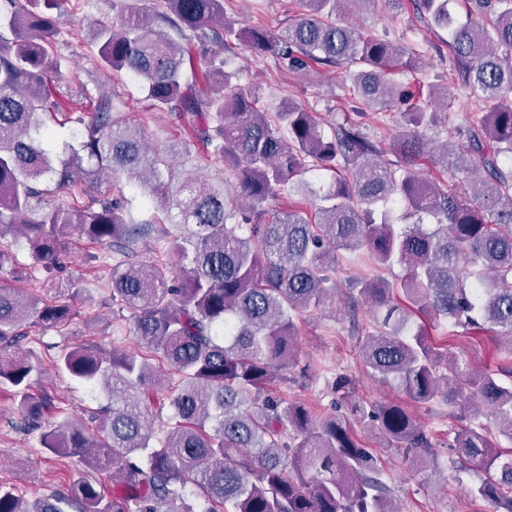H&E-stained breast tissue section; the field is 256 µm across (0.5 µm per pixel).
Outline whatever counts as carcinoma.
I'll list each match as a JSON object with an SVG mask.
<instances>
[{
    "instance_id": "obj_1",
    "label": "carcinoma",
    "mask_w": 512,
    "mask_h": 512,
    "mask_svg": "<svg viewBox=\"0 0 512 512\" xmlns=\"http://www.w3.org/2000/svg\"><path fill=\"white\" fill-rule=\"evenodd\" d=\"M347 1L362 8L376 2L301 0L302 12L277 32L237 29L224 15V0H160L163 10L150 18L142 0L112 3L120 8L119 24L92 32L102 68L144 81L152 108L187 122L191 145L232 175L214 182L161 172L141 129L116 120L107 96L81 94L79 148H69L65 159L47 149L43 116L64 111L52 77L60 32L50 16L64 0H9L14 40L0 35V239L21 228L31 258L48 273L59 267L70 229L122 256L111 265L110 300L129 311L144 351L77 346L55 364L102 390L107 401L96 408L98 434L62 417L42 434V448L106 473L112 494L84 478L30 504L0 484V512H399L345 418H320L300 401L264 394L295 362L296 319L324 304L340 251L363 252L377 271L396 263L408 270L396 282L378 275L349 281L374 320L361 346L366 371L396 382L418 404L431 402L444 380L448 403L487 409L512 444V382L448 358L424 325H412L414 313L466 331L486 324L512 346V0H499L490 28L454 23L451 0H413L434 26L448 30L459 81L490 104L469 131L466 156L442 142L445 169L463 174L460 188L448 193L421 179L416 166L437 123L428 104L450 97L451 88L422 83L415 93L401 92L417 103L404 112L406 131L393 144L399 160L385 164L359 125L339 126L327 137L313 114L292 102L270 116L227 69L224 45L241 40L289 70L358 66L349 80L368 106L394 97L387 71L403 51L336 24L333 16ZM470 168L486 176L474 180ZM311 170L330 173L308 191L314 217L293 205L266 218L268 205ZM123 177L163 206L178 229L166 242L186 263L178 275L125 261L151 222H134L124 198L112 195V180ZM55 193L70 200L46 203ZM391 205L436 223L401 228L389 219ZM85 291L82 285L67 299L40 301L1 276L0 343L16 342L32 318L67 322L69 300ZM155 360L179 375L162 401L154 390ZM39 375L22 356L0 359V387L12 390L19 412L31 419L49 408L33 390ZM165 408L171 430L155 440L150 413ZM360 413L399 448L428 446L401 403H370ZM456 445L487 474L470 496L512 512V447L500 448L481 423L464 427ZM190 485L196 492H187Z\"/></svg>"
}]
</instances>
